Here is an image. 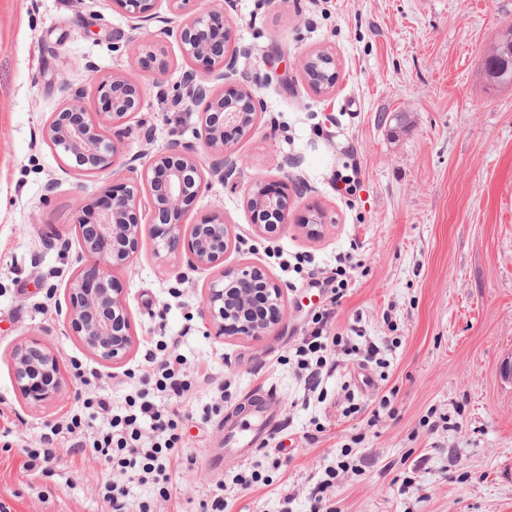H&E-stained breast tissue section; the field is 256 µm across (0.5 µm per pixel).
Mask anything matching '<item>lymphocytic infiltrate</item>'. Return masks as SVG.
Wrapping results in <instances>:
<instances>
[{"label": "lymphocytic infiltrate", "instance_id": "f902f5d3", "mask_svg": "<svg viewBox=\"0 0 512 512\" xmlns=\"http://www.w3.org/2000/svg\"><path fill=\"white\" fill-rule=\"evenodd\" d=\"M313 327L295 349V372L305 391L316 392L324 378L337 368L336 353L351 355L353 347L348 337L333 331L327 313L315 314ZM143 387L126 399L125 414H114L110 404L101 397L89 396L83 402L84 410L101 418L102 426L86 423L82 413L51 425L41 445L27 449L22 469L27 473L45 472L59 447H66L70 455L91 453L113 472L134 473L140 483L155 484L163 501H171L168 488L170 471L178 466L176 449L181 442L177 421L169 411L149 398L150 391L166 394L170 401L180 402L189 392L192 378L206 374L203 366L187 370L182 355L170 354L158 361L153 351H145L138 364ZM151 420L150 431H143V420Z\"/></svg>", "mask_w": 512, "mask_h": 512}]
</instances>
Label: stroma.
Masks as SVG:
<instances>
[{
    "instance_id": "35a3bbf8",
    "label": "stroma",
    "mask_w": 512,
    "mask_h": 512,
    "mask_svg": "<svg viewBox=\"0 0 512 512\" xmlns=\"http://www.w3.org/2000/svg\"><path fill=\"white\" fill-rule=\"evenodd\" d=\"M236 31L235 73L212 86L250 88L264 103L235 146L242 170L208 179L188 216L220 212L239 236L226 266L262 265L283 290L285 314L266 335L213 336L200 315L211 271L157 258L144 243L138 261L116 274L130 307L135 343L105 366L60 320L69 278L80 265L74 221L104 189L126 178L70 172L44 130L67 82L83 88L115 73L143 84L137 120L152 141L126 140L151 156L168 141L194 140L201 107L172 103L187 68L165 47V83L113 40L132 36L114 0H0V402L15 421L0 447L5 512H100L109 472L91 456L59 455L47 475L21 468L23 448L47 424L81 406V373L98 374L97 393L122 410L150 340H180L188 363L209 364L178 406L182 442L172 491L183 512H202L223 481L226 512H310L309 493L327 467L347 460L330 491L338 512H512V382L499 366L512 356V85L487 76L484 58L512 27V0H228ZM325 50L336 59L331 95H316L299 60ZM360 167L353 203L336 175ZM258 182L299 184L292 222L273 234L251 230L246 199ZM328 224L320 239L299 229L312 207ZM71 240L68 250L45 238ZM354 254L338 306L320 287L337 261ZM352 337L359 354L341 357L305 392L291 361L314 314ZM41 334L62 359L67 394L31 406L17 394L10 351ZM382 363L365 361L367 343ZM275 393L279 418L247 460L225 452L226 426L252 393ZM229 400H221V393ZM226 464L213 473L210 452ZM258 473L250 487L241 474Z\"/></svg>"
}]
</instances>
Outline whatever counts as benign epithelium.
<instances>
[{"label":"benign epithelium","mask_w":512,"mask_h":512,"mask_svg":"<svg viewBox=\"0 0 512 512\" xmlns=\"http://www.w3.org/2000/svg\"><path fill=\"white\" fill-rule=\"evenodd\" d=\"M163 1L174 10L184 3L116 0L134 19V29L152 22L162 27L145 40L135 36L117 40L112 51L154 63L149 72L155 83L162 84L170 63L160 45L177 44L191 70L176 87L174 102L203 106L200 138L215 152L209 173L225 182L241 172L234 140L226 132L234 131L239 139L248 136L264 109L263 102L246 88L215 94L207 79L213 67L225 68L220 73L224 77L236 63V56L228 55V48L236 44V34L224 24L225 0H210L207 8L177 26L159 15ZM310 60L307 56L299 61L309 86L318 93L333 92L336 74L318 81L308 70ZM61 91L63 104L47 125L46 140L69 170L105 173L120 167L131 173L128 181L100 196L75 220L85 263L69 279L65 309L59 314L83 346L103 363L119 364L129 355L134 341L130 310L126 297L115 287L113 272L131 266L147 239L158 255L184 257L191 271L215 270L200 310L214 336L257 338L278 325L283 318L280 284L258 265L224 266V255L234 239V225L224 222V214L216 212L198 223L186 224L205 181L195 143L175 139L146 163L141 154L124 152V139L135 135L149 141L151 131L129 124L141 110L143 90L120 74L96 83L95 95L102 102L98 112L86 111L84 90L64 83ZM246 206L261 237L288 224L291 200L284 191L256 184L248 193ZM11 366L14 386L24 401L41 404L62 394L65 383L60 353L45 339L34 335L16 344Z\"/></svg>","instance_id":"7a95c632"}]
</instances>
